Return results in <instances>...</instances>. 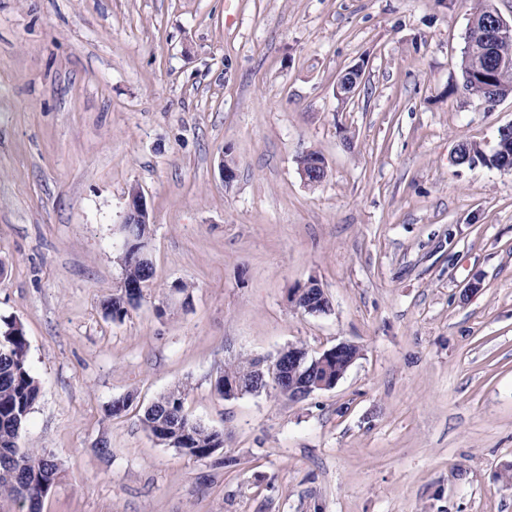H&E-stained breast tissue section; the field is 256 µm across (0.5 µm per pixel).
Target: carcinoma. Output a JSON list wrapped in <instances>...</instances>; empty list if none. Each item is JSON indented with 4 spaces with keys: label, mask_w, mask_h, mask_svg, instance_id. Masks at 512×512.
Here are the masks:
<instances>
[{
    "label": "carcinoma",
    "mask_w": 512,
    "mask_h": 512,
    "mask_svg": "<svg viewBox=\"0 0 512 512\" xmlns=\"http://www.w3.org/2000/svg\"><path fill=\"white\" fill-rule=\"evenodd\" d=\"M492 0H476L470 21L481 29L491 20ZM496 55L512 57V27L500 28L494 39ZM487 46L467 31L462 57L463 89L485 108H493L498 100L512 93V69L489 76ZM501 150L486 151L476 142H464L461 157L468 165L496 166L512 155V138H500ZM150 225L135 224L130 238V260L123 267V281L144 288L154 277V268L137 261L138 248L147 241ZM131 302L126 300L125 288L105 306L106 315L114 321L127 316ZM28 340L17 321L5 323L0 332V503L14 507L13 512H41L39 490L44 483H54L59 467L45 449L24 448L20 445L22 430L39 396V385L28 365ZM252 360L244 359L224 366L214 385V391L224 396V382L249 373ZM188 389L176 385L161 394L143 412L140 422L152 436L163 438L164 444L196 459H207L223 448V435L191 420L185 412Z\"/></svg>",
    "instance_id": "cac0c4a2"
}]
</instances>
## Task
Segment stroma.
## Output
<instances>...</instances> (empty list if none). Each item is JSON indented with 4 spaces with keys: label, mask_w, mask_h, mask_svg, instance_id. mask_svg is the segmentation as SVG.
Listing matches in <instances>:
<instances>
[{
    "label": "stroma",
    "mask_w": 512,
    "mask_h": 512,
    "mask_svg": "<svg viewBox=\"0 0 512 512\" xmlns=\"http://www.w3.org/2000/svg\"><path fill=\"white\" fill-rule=\"evenodd\" d=\"M472 6L0 0V325L40 387L21 444L61 469L42 512H512V170L453 163L512 94L463 92ZM133 186L155 274L115 321ZM313 280L321 315L290 299ZM342 341L331 389L214 391L225 364ZM178 383L224 436L210 459L140 424ZM362 74L359 67L344 72L336 82V97L342 101L350 99L359 86Z\"/></svg>",
    "instance_id": "stroma-1"
}]
</instances>
